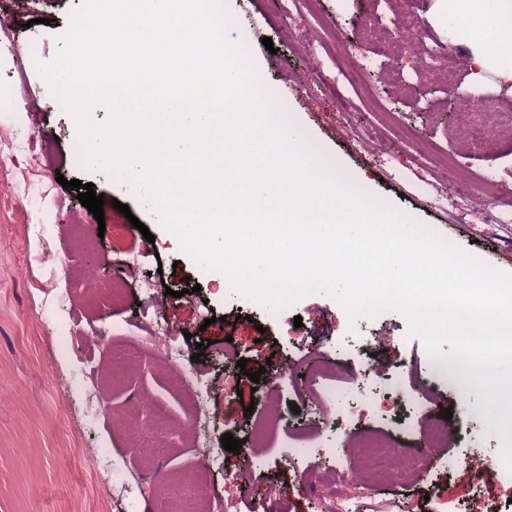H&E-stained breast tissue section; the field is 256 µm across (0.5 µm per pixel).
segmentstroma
<instances>
[{
	"mask_svg": "<svg viewBox=\"0 0 512 512\" xmlns=\"http://www.w3.org/2000/svg\"><path fill=\"white\" fill-rule=\"evenodd\" d=\"M81 0H0V131L28 132L33 144L0 171V512H170L176 484L195 457L220 447L223 434L250 437L257 414L245 399L262 398L265 384L243 379L238 392L216 387L210 399L218 418L198 427L190 384L173 383L143 349L139 322L177 327L183 336L182 372L223 377L225 348L258 371L267 358L303 364L311 354L347 359L351 368H396L429 353L409 336L405 318L386 311L349 323L342 307L322 293L275 312L244 299L212 277L167 237L154 209L140 195L73 158L71 115L39 79L36 61L50 60ZM230 38L245 47L263 90L342 169L359 177L377 200L410 216L422 231L512 276V220L488 223L484 207L499 197L512 210V133L495 153L473 150L459 123L467 102L469 68L447 69L435 59L427 77L412 53L393 49L390 37L362 35L366 19L392 29L403 0H218ZM272 48H265L264 38ZM363 81H348L350 66ZM48 151V168L31 155ZM453 158L468 179L467 221L460 224L430 199L449 190L437 156ZM92 183L106 200L105 232L88 250L70 232L82 205L57 175ZM129 207L116 210V203ZM149 228L146 241L135 222ZM122 277L114 297L89 287ZM160 273L170 295L156 307L142 283ZM197 290L186 293L187 285ZM204 349H197V342ZM200 362H192L195 351ZM101 378L99 398L88 402L82 378ZM452 407L440 466L419 480L380 490V512H512V472L502 458L495 427L484 416L475 387H445L428 412L382 402L367 428L421 443L423 416ZM139 411L141 427L158 435L141 460L128 452L117 419ZM296 422L320 434L333 457L319 461L289 452L279 436L252 467L245 454L224 452L220 467L198 473L207 495L225 499L228 512H314L322 486L303 473L312 466L340 470L343 493L356 490L348 438L335 411L302 403ZM201 428V438L190 429ZM242 477L234 486L232 477ZM286 498H279V490Z\"/></svg>",
	"mask_w": 512,
	"mask_h": 512,
	"instance_id": "stroma-1",
	"label": "stroma"
}]
</instances>
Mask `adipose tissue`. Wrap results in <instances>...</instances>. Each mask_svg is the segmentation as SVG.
Listing matches in <instances>:
<instances>
[{"mask_svg":"<svg viewBox=\"0 0 512 512\" xmlns=\"http://www.w3.org/2000/svg\"><path fill=\"white\" fill-rule=\"evenodd\" d=\"M435 20L469 50L470 92L491 74L512 80V0H435Z\"/></svg>","mask_w":512,"mask_h":512,"instance_id":"1","label":"adipose tissue"}]
</instances>
